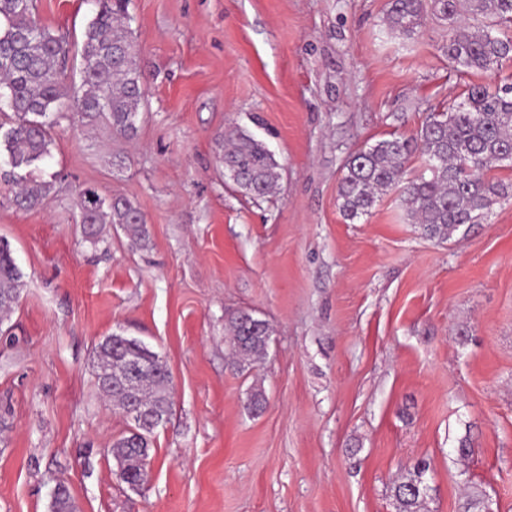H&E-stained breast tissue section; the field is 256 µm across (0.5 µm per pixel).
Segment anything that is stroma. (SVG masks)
Masks as SVG:
<instances>
[{
	"label": "stroma",
	"mask_w": 512,
	"mask_h": 512,
	"mask_svg": "<svg viewBox=\"0 0 512 512\" xmlns=\"http://www.w3.org/2000/svg\"><path fill=\"white\" fill-rule=\"evenodd\" d=\"M388 0H129L146 94L133 136L70 115L45 171L60 187L15 209L0 153V239L24 287L0 325V512H398L395 481L430 464L429 512L467 493L512 512V197L444 244L408 223L396 193L346 220L338 183L363 145L413 135L471 84L433 16L389 32ZM93 0H35L80 83ZM262 139L273 196L224 177V131ZM132 201L149 239L87 241L76 191ZM242 310L273 328L237 370L225 331ZM143 340L173 378L140 492L110 448L132 422L99 390L98 343ZM267 405L247 407L251 390ZM470 439L472 453L455 449Z\"/></svg>",
	"instance_id": "35a3bbf8"
}]
</instances>
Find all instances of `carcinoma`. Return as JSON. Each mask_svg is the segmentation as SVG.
<instances>
[{"label":"carcinoma","mask_w":512,"mask_h":512,"mask_svg":"<svg viewBox=\"0 0 512 512\" xmlns=\"http://www.w3.org/2000/svg\"><path fill=\"white\" fill-rule=\"evenodd\" d=\"M80 48L82 79L73 95L64 91L58 62L65 58L62 38L41 25L34 0H0V145L5 147L13 203L20 209L39 207L56 189L41 166L51 156L50 130L64 117L62 107L89 122L103 120L112 130L135 133L145 90L132 39L128 0H96ZM448 25L447 55L456 72H489L512 56V37L495 34L512 25V0H390L386 22L392 33L411 36L427 13ZM512 85L490 89L473 85L459 102L427 113L410 137L392 136L359 150L345 165L338 187L341 211L354 220L368 214L377 198L399 191V201L412 224L441 243L466 236L488 216L512 185L488 172L512 157ZM424 159L425 174L405 177L415 155ZM224 173L246 193L265 197L281 178L279 164L265 143L233 126L224 131ZM80 222L92 244L103 241V226L117 224L136 245L146 244L149 231L143 213L130 200L106 198L95 188L78 192ZM21 273L9 244L0 240V322L18 303ZM241 311L228 320L230 344L237 366L262 361L271 341L270 327L260 328ZM144 343L121 334L106 337L97 347L96 378L100 390L125 408L127 394L114 378L123 361L143 353ZM138 397L163 419L172 411L171 380L157 360L142 375ZM134 431L112 445L122 482L141 485L146 479L154 432ZM429 466L417 463L394 487L398 512H427L431 487ZM463 512H492L483 493L471 494Z\"/></svg>","instance_id":"carcinoma-1"}]
</instances>
